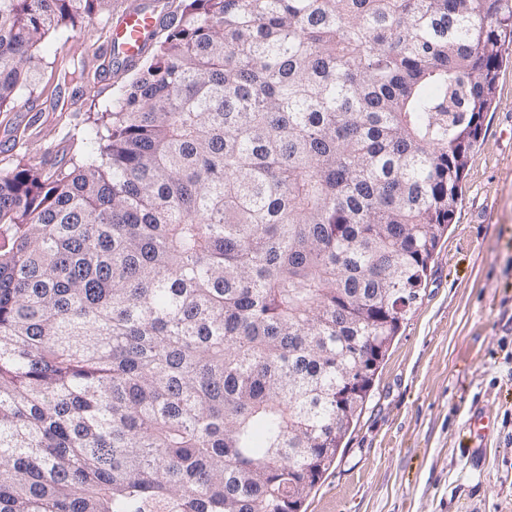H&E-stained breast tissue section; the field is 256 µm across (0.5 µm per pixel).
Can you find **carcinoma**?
<instances>
[{
	"instance_id": "1",
	"label": "carcinoma",
	"mask_w": 512,
	"mask_h": 512,
	"mask_svg": "<svg viewBox=\"0 0 512 512\" xmlns=\"http://www.w3.org/2000/svg\"><path fill=\"white\" fill-rule=\"evenodd\" d=\"M0 0V110L50 29ZM71 143L0 172V512H294L452 223L512 0H181Z\"/></svg>"
}]
</instances>
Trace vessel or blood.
I'll use <instances>...</instances> for the list:
<instances>
[{
	"mask_svg": "<svg viewBox=\"0 0 512 512\" xmlns=\"http://www.w3.org/2000/svg\"><path fill=\"white\" fill-rule=\"evenodd\" d=\"M170 21V16L152 8L149 0H124L110 24V38L100 51V82L109 80L111 65L135 66L149 52L152 32Z\"/></svg>",
	"mask_w": 512,
	"mask_h": 512,
	"instance_id": "b4317fda",
	"label": "vessel or blood"
}]
</instances>
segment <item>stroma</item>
Masks as SVG:
<instances>
[{
  "label": "stroma",
  "instance_id": "stroma-1",
  "mask_svg": "<svg viewBox=\"0 0 512 512\" xmlns=\"http://www.w3.org/2000/svg\"><path fill=\"white\" fill-rule=\"evenodd\" d=\"M111 16H96L81 48L66 29L47 34L34 85L0 110V172L53 166L89 111H111L115 87L93 97L57 81L76 58L96 76L90 48L106 42ZM478 414L489 430L477 437L469 422ZM305 509L512 512V60L498 71L426 284Z\"/></svg>",
  "mask_w": 512,
  "mask_h": 512
}]
</instances>
